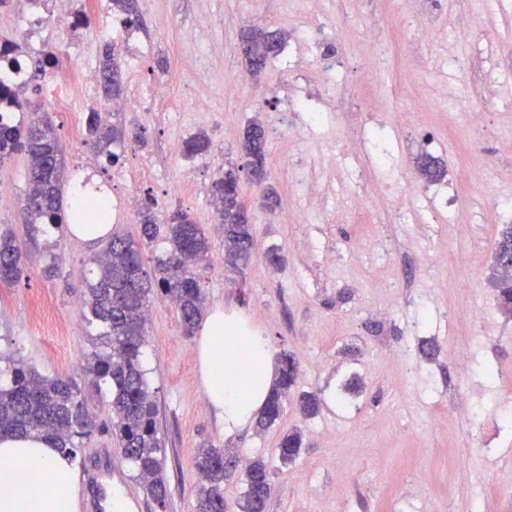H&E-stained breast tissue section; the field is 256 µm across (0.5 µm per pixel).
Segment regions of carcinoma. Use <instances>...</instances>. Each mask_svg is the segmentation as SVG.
Segmentation results:
<instances>
[{"instance_id":"carcinoma-1","label":"carcinoma","mask_w":512,"mask_h":512,"mask_svg":"<svg viewBox=\"0 0 512 512\" xmlns=\"http://www.w3.org/2000/svg\"><path fill=\"white\" fill-rule=\"evenodd\" d=\"M112 10L125 15L133 24L138 19L137 0H111ZM286 38L283 30L253 31L249 41V71L257 75L265 69L268 57ZM100 83L105 94L115 98L121 92V69L110 51L101 60ZM86 144L100 159L114 165L120 160L115 147L122 144L123 133L115 126L102 122L96 112L86 121ZM209 138L198 134L185 142L189 156L205 154ZM241 150L255 169L266 172L267 150L264 130L260 123H251L243 136ZM27 156L29 192L26 210L30 230L37 225L60 226L67 218L63 210V172L61 147L55 126L48 120L0 123V166L14 154ZM421 172L429 180L445 173L441 162L425 156ZM239 169L229 165L224 175L212 186L213 202L224 232V268L240 273L251 259L256 246L253 225L240 219ZM165 233L168 251L155 259L152 269L145 268L142 248ZM211 251L209 238L200 225L185 212H175L160 227L150 202L139 212V235L112 233V238L98 254L90 259L92 279L85 281V305L90 314L88 322L102 328V351L86 357V373L91 382H104L111 389L112 433L123 448L135 477L142 481L147 494L163 506L168 498L164 475V444L155 423L156 408L149 391L145 372L140 363L141 348L146 342L147 316L151 301L165 297L174 302L186 332L190 333L202 316L205 294L200 280L193 272L195 265L206 260ZM495 252L512 257V224L498 229ZM22 252L14 236H0V281L11 282L22 271ZM496 298L507 311L512 310V270H497ZM9 376L6 386L0 387V435L4 433L36 432L46 436L54 447L76 458L84 440L96 429L90 416L82 389L78 383L59 377L40 375L23 360L2 357ZM299 368L294 357L280 353V377L256 420L264 430L281 416L282 399L296 386ZM356 392L353 377L336 385V401L352 404ZM298 404L306 416H314L320 408L319 398L310 392L298 396ZM300 433L284 435L277 456L284 465L294 462L302 448ZM224 449L213 445L197 449L194 466L200 485L196 493L195 512H227L224 502V479L230 476L224 463ZM246 489L240 512H264L272 494L267 465L262 460L251 462L245 472Z\"/></svg>"}]
</instances>
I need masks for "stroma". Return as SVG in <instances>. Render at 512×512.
Segmentation results:
<instances>
[{"mask_svg":"<svg viewBox=\"0 0 512 512\" xmlns=\"http://www.w3.org/2000/svg\"><path fill=\"white\" fill-rule=\"evenodd\" d=\"M435 2L437 34L425 44L401 18L397 0H322L323 31L299 59L292 44L310 22L308 0H138L135 28L153 47L144 78L165 84L169 95L146 112H112L100 100L103 119L123 126L125 141L119 163H99L96 177L111 185L114 202L131 193L153 202L158 216L180 210L200 224L212 254L195 269L206 310L239 313L274 353H293L296 391L321 401L318 415L307 418L288 398L265 432L251 426L225 436L201 381L194 337L175 306L154 300L142 363L165 448V508L135 477L112 435L109 398L85 375V355L102 344L83 319L82 273L106 242L56 232L58 269L46 277L47 236L29 234L26 223V157L15 154L0 166V196L10 200L0 211V234H12L25 254L20 277L0 283V354L82 384L97 424L81 456L84 468L95 469L106 449L130 512H194L193 457L210 444L267 463L273 493L265 512H512V428L501 421L512 414V316L499 308L491 282L497 229L512 222V11L495 0H471L468 10L454 0ZM248 16L253 28L287 33L256 76L240 52ZM202 25L211 33L204 44L195 39ZM457 27L472 28L471 44H451ZM371 29L388 47L384 56L369 49ZM487 40L500 47L491 74L478 52ZM369 71L383 86L373 108L363 81ZM489 76L499 87L493 100L480 94ZM427 84L447 86L454 102L425 100ZM202 86L209 92L203 112L195 107ZM25 95L57 129L65 193L73 195L85 150L73 132L85 121L83 100L70 94L64 120L37 83ZM299 95L327 120L295 142L288 128L302 120L292 109ZM474 104L485 111L475 128L466 115ZM254 120L265 129L266 185L295 221L279 222L277 207L243 183L256 248L243 272L232 274L216 261L224 237L211 189L223 164L245 165L240 146ZM200 132L209 136L210 152L185 155L184 142ZM428 137L435 141L430 151ZM375 150L393 159L390 177L370 168ZM428 152L446 162L442 184L460 196L453 219L433 210L429 195L437 185L419 169ZM326 159L335 163L336 191L371 201L360 222L338 214L331 197L310 208L309 195L321 190L310 180L311 164ZM467 169L478 172L477 182L463 179ZM410 182L421 196L407 197ZM364 242L374 245L366 254L357 250ZM271 251L281 255L279 266L268 263ZM473 309L481 319L466 320ZM465 345L476 349L466 369L451 356ZM483 366L498 374L488 389L480 382ZM349 371L359 373L363 391L358 410L345 413L331 391ZM296 431L300 457L282 466L276 448Z\"/></svg>","mask_w":512,"mask_h":512,"instance_id":"1","label":"stroma"}]
</instances>
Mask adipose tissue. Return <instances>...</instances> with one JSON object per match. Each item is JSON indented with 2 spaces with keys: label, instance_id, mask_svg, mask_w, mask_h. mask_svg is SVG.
<instances>
[{
  "label": "adipose tissue",
  "instance_id": "adipose-tissue-1",
  "mask_svg": "<svg viewBox=\"0 0 512 512\" xmlns=\"http://www.w3.org/2000/svg\"><path fill=\"white\" fill-rule=\"evenodd\" d=\"M196 350L209 402L225 436L263 409L277 374L275 356L240 315L215 308ZM70 458L42 435L0 436V512H75Z\"/></svg>",
  "mask_w": 512,
  "mask_h": 512
}]
</instances>
